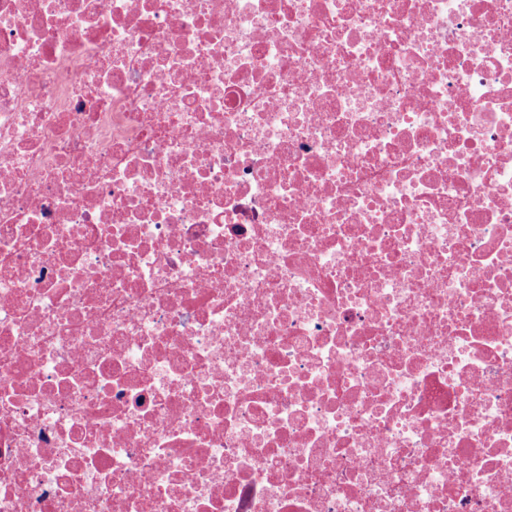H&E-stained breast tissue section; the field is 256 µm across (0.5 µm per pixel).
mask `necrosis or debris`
<instances>
[{
    "mask_svg": "<svg viewBox=\"0 0 512 512\" xmlns=\"http://www.w3.org/2000/svg\"><path fill=\"white\" fill-rule=\"evenodd\" d=\"M0 512H512V0H0Z\"/></svg>",
    "mask_w": 512,
    "mask_h": 512,
    "instance_id": "necrosis-or-debris-1",
    "label": "necrosis or debris"
}]
</instances>
